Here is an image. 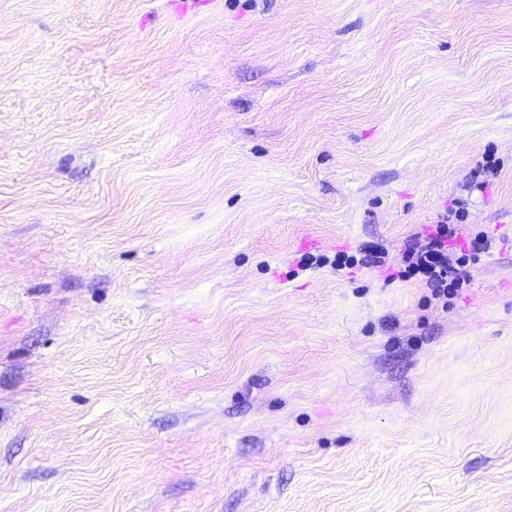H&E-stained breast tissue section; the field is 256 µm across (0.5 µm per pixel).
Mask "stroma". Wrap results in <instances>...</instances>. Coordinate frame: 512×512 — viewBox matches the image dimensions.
Segmentation results:
<instances>
[{
  "mask_svg": "<svg viewBox=\"0 0 512 512\" xmlns=\"http://www.w3.org/2000/svg\"><path fill=\"white\" fill-rule=\"evenodd\" d=\"M0 512H512V0H0ZM464 207L448 211L437 224L430 225V231L425 234V244L418 247L416 242L407 241L402 252V266L390 267L388 281L422 280L432 296L446 298L455 295L456 288L469 285L471 281L470 269L476 264L478 253L451 251L449 240L457 237L456 224L464 218ZM456 220V222H454Z\"/></svg>",
  "mask_w": 512,
  "mask_h": 512,
  "instance_id": "35a3bbf8",
  "label": "stroma"
}]
</instances>
